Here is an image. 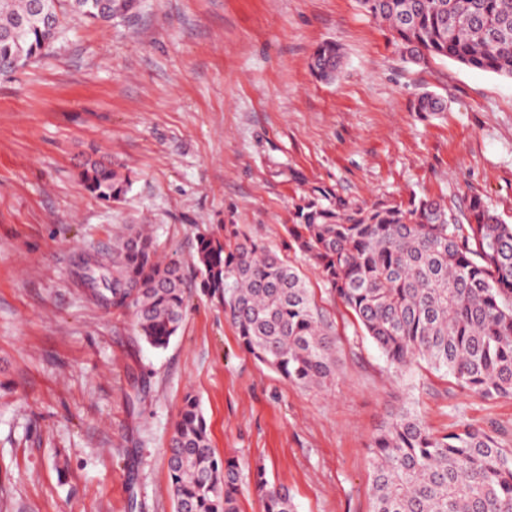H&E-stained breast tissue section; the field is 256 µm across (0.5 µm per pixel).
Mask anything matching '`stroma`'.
<instances>
[{"instance_id": "obj_1", "label": "stroma", "mask_w": 512, "mask_h": 512, "mask_svg": "<svg viewBox=\"0 0 512 512\" xmlns=\"http://www.w3.org/2000/svg\"><path fill=\"white\" fill-rule=\"evenodd\" d=\"M325 42L342 54L329 83L309 69ZM423 91L447 111L420 117ZM90 154L131 174L120 201L85 189ZM316 187L350 206L428 195L459 216L478 197L512 222V80L403 61L358 0H139L109 26L65 22L46 55L0 73V512H174L189 394L216 454L265 467L296 512H371L370 445L407 408L512 450V398L390 365L304 259L336 337L323 388L258 362L198 288L156 349L80 283L115 227L142 221L188 270L197 233L227 224L291 257L285 226Z\"/></svg>"}]
</instances>
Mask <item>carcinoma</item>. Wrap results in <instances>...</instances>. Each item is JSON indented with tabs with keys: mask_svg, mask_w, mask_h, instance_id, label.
I'll list each match as a JSON object with an SVG mask.
<instances>
[{
	"mask_svg": "<svg viewBox=\"0 0 512 512\" xmlns=\"http://www.w3.org/2000/svg\"><path fill=\"white\" fill-rule=\"evenodd\" d=\"M137 0H0V71L45 54L67 15L92 24L124 17ZM394 32L409 62L451 59L512 79V0H358ZM333 42L314 51L311 71L331 81L340 66ZM431 93L419 113L443 112ZM86 190L118 200L130 185L97 160L80 171ZM313 191L294 205L286 231L294 251L318 270L391 364L417 359L480 398H512V224L479 198L461 224L439 201L412 196L346 208ZM198 288L224 307L255 359L301 387L331 381L336 338L319 317L297 269L236 224L196 240ZM83 278L101 305L132 312L138 335L166 348L185 318L187 274L157 255L146 228L129 224L112 253ZM372 512H512V452L498 438L464 425L437 436L413 413L397 414L373 439ZM168 459L176 512H237L239 471L217 458L198 400L188 395ZM265 512H295L292 498L253 474Z\"/></svg>",
	"mask_w": 512,
	"mask_h": 512,
	"instance_id": "carcinoma-1",
	"label": "carcinoma"
}]
</instances>
